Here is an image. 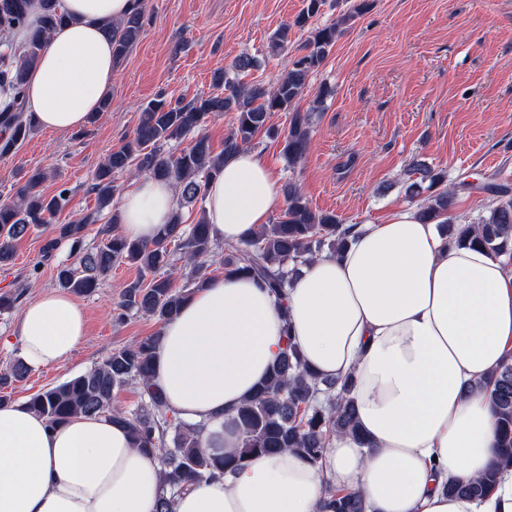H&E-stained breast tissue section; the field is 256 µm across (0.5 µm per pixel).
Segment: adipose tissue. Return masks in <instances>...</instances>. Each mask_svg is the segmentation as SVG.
Here are the masks:
<instances>
[{
  "mask_svg": "<svg viewBox=\"0 0 512 512\" xmlns=\"http://www.w3.org/2000/svg\"><path fill=\"white\" fill-rule=\"evenodd\" d=\"M70 23L47 38L27 78L38 125L70 133L112 96V43L103 22L131 0H61ZM214 240L250 238L283 199L250 149L226 155L205 186ZM178 207L173 185L135 180L120 202L121 233L153 239ZM83 307L51 290L21 312L33 369L66 362L85 334ZM317 376L353 377L362 438H333L318 465L291 451L190 484L174 512H320L328 486L359 493L365 512H512V468L475 499L446 486L484 472L495 415L476 384L512 350V268L485 249L449 246L417 209L358 225L340 254L308 261L277 300L252 278H213L162 328L152 382L183 420L204 424L208 448H235L236 410L286 341ZM162 470L126 425L78 414L52 427L26 403L0 406V512H156Z\"/></svg>",
  "mask_w": 512,
  "mask_h": 512,
  "instance_id": "obj_1",
  "label": "adipose tissue"
}]
</instances>
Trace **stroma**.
Listing matches in <instances>:
<instances>
[{
    "label": "stroma",
    "mask_w": 512,
    "mask_h": 512,
    "mask_svg": "<svg viewBox=\"0 0 512 512\" xmlns=\"http://www.w3.org/2000/svg\"><path fill=\"white\" fill-rule=\"evenodd\" d=\"M370 9L345 26L323 66L312 73L299 106L313 114L304 160L289 170L283 141L258 134L251 148L281 181L296 180L310 206L335 213L345 224L383 221L409 207L402 182L412 161L469 177L478 190L455 199L452 216L476 218L493 195L512 185V0H369ZM302 0H145L142 32L112 76V107L82 130L57 134L36 129L18 152L0 156V202L13 176L46 170L47 194L66 187L69 206L17 241L10 265L0 268V289L19 291L21 302L57 289L54 260L40 256L44 238L60 224L95 214L85 244H102L111 209H98L92 190L99 164L129 141L140 108L157 94L188 101L215 93L214 71L242 55L262 59L241 74L249 85H270L288 69L290 51L271 54L269 41L292 21ZM331 96L317 103L321 87ZM120 264L90 294L78 295L86 335L65 363L15 383L24 401L101 364L113 350L155 333L157 321L133 314L112 320L123 286L138 278Z\"/></svg>",
    "instance_id": "35a3bbf8"
}]
</instances>
